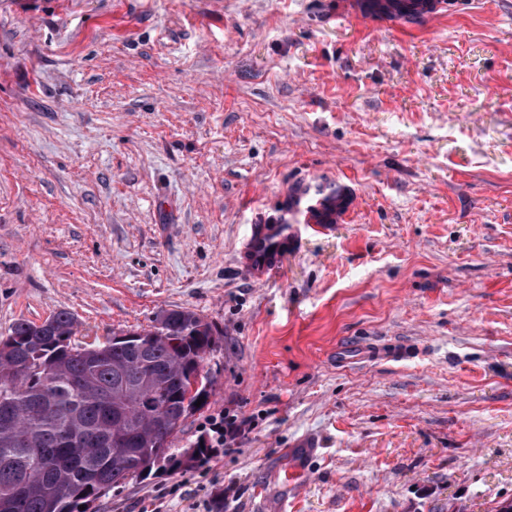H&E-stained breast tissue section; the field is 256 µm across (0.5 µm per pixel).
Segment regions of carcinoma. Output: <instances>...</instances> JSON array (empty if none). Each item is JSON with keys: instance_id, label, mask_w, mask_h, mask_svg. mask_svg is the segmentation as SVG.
<instances>
[{"instance_id": "obj_1", "label": "carcinoma", "mask_w": 512, "mask_h": 512, "mask_svg": "<svg viewBox=\"0 0 512 512\" xmlns=\"http://www.w3.org/2000/svg\"><path fill=\"white\" fill-rule=\"evenodd\" d=\"M423 0H385L379 9L409 22ZM73 314L38 326L19 320L0 341V512H87L107 491L145 477L146 463L179 453L173 439L211 380L203 362L214 330L190 309L163 312L145 345L75 339ZM200 388L190 394V377ZM198 445L175 474L207 457Z\"/></svg>"}]
</instances>
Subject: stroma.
Masks as SVG:
<instances>
[{
    "label": "stroma",
    "instance_id": "obj_1",
    "mask_svg": "<svg viewBox=\"0 0 512 512\" xmlns=\"http://www.w3.org/2000/svg\"><path fill=\"white\" fill-rule=\"evenodd\" d=\"M0 0V337L215 330L206 464L96 512L512 504V0ZM348 216L264 282L236 256L292 187ZM386 4L379 5V10L396 18H403L408 22H418L424 15V6L421 2L427 0H384ZM421 3V4H420ZM422 5L421 9L418 7ZM208 425L209 430L216 435V443L218 445L232 448V446L237 444V438L241 434V426L238 423L237 415L232 414L230 409L224 410L223 418L213 419Z\"/></svg>",
    "mask_w": 512,
    "mask_h": 512
}]
</instances>
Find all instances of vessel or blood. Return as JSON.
I'll return each instance as SVG.
<instances>
[{"label":"vessel or blood","instance_id":"1","mask_svg":"<svg viewBox=\"0 0 512 512\" xmlns=\"http://www.w3.org/2000/svg\"><path fill=\"white\" fill-rule=\"evenodd\" d=\"M351 205V190L340 178L299 182L274 223L250 225L239 257L243 269L252 279L265 280L295 245L302 228L328 230Z\"/></svg>","mask_w":512,"mask_h":512}]
</instances>
